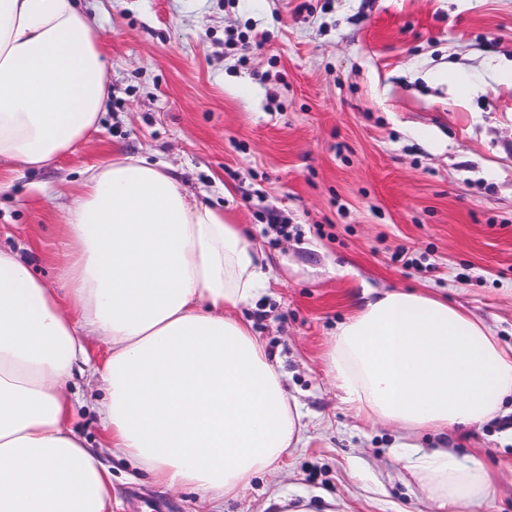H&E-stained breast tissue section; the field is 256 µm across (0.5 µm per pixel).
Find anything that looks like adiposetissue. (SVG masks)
Returning a JSON list of instances; mask_svg holds the SVG:
<instances>
[{
	"mask_svg": "<svg viewBox=\"0 0 512 512\" xmlns=\"http://www.w3.org/2000/svg\"><path fill=\"white\" fill-rule=\"evenodd\" d=\"M92 24L79 0H0V160L38 170L98 131L110 77ZM64 231L61 293L0 249V512H109L111 475L70 422L79 368L103 392L107 447L212 512L304 447L301 406L236 314L277 278L243 225L124 157L88 170ZM328 364L345 401L402 430L395 456L434 512L495 496L485 463L416 442L481 426L512 396V348L484 324L430 294L372 295Z\"/></svg>",
	"mask_w": 512,
	"mask_h": 512,
	"instance_id": "1",
	"label": "adipose tissue"
}]
</instances>
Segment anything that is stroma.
Listing matches in <instances>:
<instances>
[{"mask_svg":"<svg viewBox=\"0 0 512 512\" xmlns=\"http://www.w3.org/2000/svg\"><path fill=\"white\" fill-rule=\"evenodd\" d=\"M112 68L99 132L57 165L0 162V248L61 287L63 208L87 167L142 155L245 225L279 273L241 307L302 405L309 441L224 512H431L327 374L365 293L446 298L512 346V0H83ZM434 131L433 140L423 132ZM288 225L276 237L275 225ZM72 425L112 474V512H208L107 448L83 379ZM512 512V400L449 434Z\"/></svg>","mask_w":512,"mask_h":512,"instance_id":"1","label":"stroma"}]
</instances>
